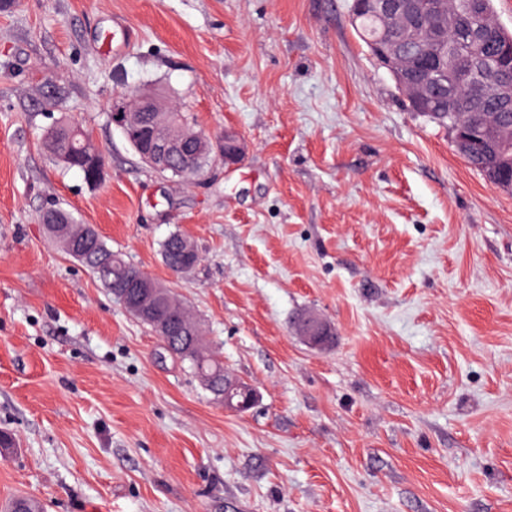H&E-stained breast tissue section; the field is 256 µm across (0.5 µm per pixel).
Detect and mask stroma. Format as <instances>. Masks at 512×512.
Listing matches in <instances>:
<instances>
[{
	"mask_svg": "<svg viewBox=\"0 0 512 512\" xmlns=\"http://www.w3.org/2000/svg\"><path fill=\"white\" fill-rule=\"evenodd\" d=\"M351 3L0 9V510L512 512V193L410 110ZM154 89L244 160L145 165L112 113ZM63 117L97 186L42 147ZM54 207L171 288L255 406L225 409L113 300L46 232ZM174 232L191 274L163 262ZM246 141L238 133L225 130L224 137L220 139V150L224 155V164L235 165L246 151ZM329 326L320 318L310 315L299 323V331L304 340L313 347H322L329 338Z\"/></svg>",
	"mask_w": 512,
	"mask_h": 512,
	"instance_id": "obj_1",
	"label": "stroma"
}]
</instances>
